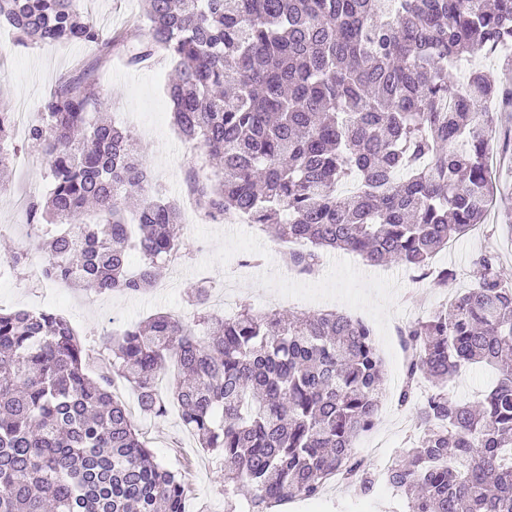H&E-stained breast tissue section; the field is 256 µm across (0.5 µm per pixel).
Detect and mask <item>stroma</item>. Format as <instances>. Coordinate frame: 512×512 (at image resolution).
Masks as SVG:
<instances>
[{
    "label": "stroma",
    "mask_w": 512,
    "mask_h": 512,
    "mask_svg": "<svg viewBox=\"0 0 512 512\" xmlns=\"http://www.w3.org/2000/svg\"><path fill=\"white\" fill-rule=\"evenodd\" d=\"M80 8L104 34L123 30L142 11V0H80ZM91 51L81 44L34 45L14 42L9 26L0 25V111L25 113L35 121L42 102L58 78L81 61L90 60ZM172 75L169 61L158 60L132 66L122 55H113L100 70V94L111 121L125 127L145 151L146 164L156 187L167 195L183 198L189 173L201 165L196 145L184 141L172 124L167 105L166 85ZM26 131H12L9 148L15 153L14 167L4 190L0 191V252L30 242L26 208L32 196L45 195L50 186L49 169L41 154L25 146ZM498 192L483 224L458 239L452 251H439L432 259L436 268L455 271V281L447 288L432 280H417L411 270L388 264L372 267L356 254L328 251L319 272L326 286L322 299L311 310L343 311L347 297L358 302L355 317L369 322L376 334L385 364L386 407L377 431L360 436L355 451L374 469L391 464L418 433L412 411L400 409L397 393L402 370L398 328L447 304L456 291L471 287L475 260L484 252L499 253L504 267L512 270V162L491 168ZM193 249L181 266L164 270L161 279L147 292L98 294L82 288L58 291L34 280L39 264L26 273L0 278V308H51L66 318L91 354L90 375L107 370L112 357L103 339L113 329L142 321L157 312H167L193 321L195 311L187 303V291L200 278H210L222 287L237 268L242 256L256 254L257 266L243 289L242 302L258 306L267 294H303L306 281L291 277L277 252V241L269 236L252 238L245 225L225 230L223 224L202 221L183 234ZM149 447L166 466L184 470L189 486L186 512H224V462L197 448L181 425L177 411L161 419L135 415ZM402 498H390L385 490L372 497L358 494L345 483L330 484L321 502L294 501L290 512H403Z\"/></svg>",
    "instance_id": "obj_1"
}]
</instances>
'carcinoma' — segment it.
Instances as JSON below:
<instances>
[{"mask_svg": "<svg viewBox=\"0 0 512 512\" xmlns=\"http://www.w3.org/2000/svg\"><path fill=\"white\" fill-rule=\"evenodd\" d=\"M2 22L22 46L94 50L59 77L28 131L51 176L27 206L47 280L137 294L187 256L183 207L153 188L136 139L90 117L104 106L95 72L127 42L130 64L161 55L173 66L166 95L204 154L188 178L204 215L242 213L279 241H305L288 254L303 273L331 248L446 285L454 271L431 258L493 201L484 103L512 112V90L479 70L461 83L454 70L512 43V0H144L110 38L78 0H0ZM12 128L0 111V168ZM3 258L18 275L31 249ZM476 266L472 287L401 331L398 403L429 385L420 434L387 470L406 512H512V272L493 252ZM211 291L190 287L194 325L158 314L112 334L111 371L96 378L64 317L0 311V512H186L181 471L141 439L116 380L145 416L175 406L224 460V512H281L332 481L375 493L378 474L353 451L384 394L373 328L335 311L212 315ZM172 358L165 395L156 382ZM476 363L497 378L459 401L448 382Z\"/></svg>", "mask_w": 512, "mask_h": 512, "instance_id": "cac0c4a2", "label": "carcinoma"}]
</instances>
